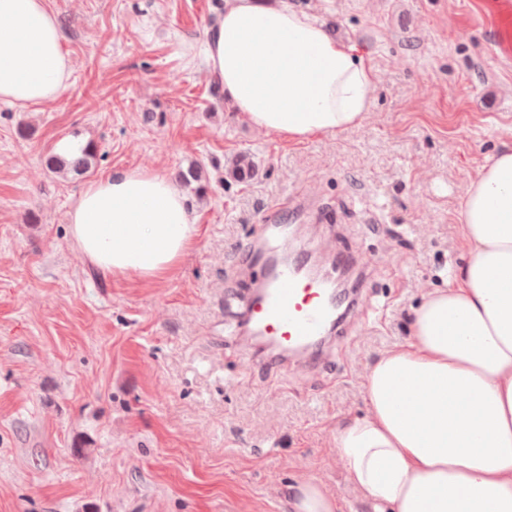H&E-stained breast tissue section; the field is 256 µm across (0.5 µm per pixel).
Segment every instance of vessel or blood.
<instances>
[{
	"mask_svg": "<svg viewBox=\"0 0 512 512\" xmlns=\"http://www.w3.org/2000/svg\"><path fill=\"white\" fill-rule=\"evenodd\" d=\"M303 209V203L295 201L267 207L253 229L254 238L263 246L247 247L244 253V268L259 270L261 279L258 287L240 298L239 316L232 329L272 343L274 356L265 362L270 370L291 356L302 357L313 370L329 367L327 345L342 334L355 313L353 296L336 294L325 281L306 275L300 262L279 258L280 216L286 210ZM330 262L339 270L357 271L364 281L372 272L370 265L348 251H332Z\"/></svg>",
	"mask_w": 512,
	"mask_h": 512,
	"instance_id": "1",
	"label": "vessel or blood"
}]
</instances>
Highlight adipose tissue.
Wrapping results in <instances>:
<instances>
[{"label":"adipose tissue","mask_w":512,"mask_h":512,"mask_svg":"<svg viewBox=\"0 0 512 512\" xmlns=\"http://www.w3.org/2000/svg\"><path fill=\"white\" fill-rule=\"evenodd\" d=\"M206 34L212 76L254 129L302 143L366 120L370 62L312 15L226 0ZM70 73L48 0H0V102H55ZM68 220L102 274L149 281L172 275L198 235L183 190L140 168L87 184ZM458 221L463 264L368 369L366 415L336 430L348 480L380 512H512V147L480 166Z\"/></svg>","instance_id":"ef3b65f1"}]
</instances>
